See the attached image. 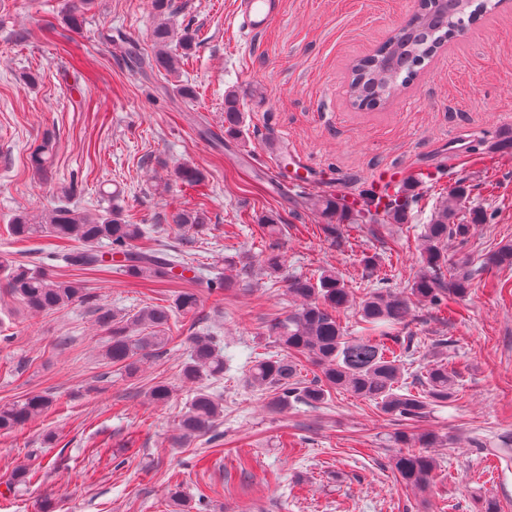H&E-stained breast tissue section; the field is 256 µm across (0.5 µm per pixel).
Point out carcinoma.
Segmentation results:
<instances>
[{"mask_svg": "<svg viewBox=\"0 0 512 512\" xmlns=\"http://www.w3.org/2000/svg\"><path fill=\"white\" fill-rule=\"evenodd\" d=\"M158 21L152 38L154 55L147 57L146 65L169 78H177L183 60L191 54L193 40L189 28L175 30L170 23L174 12L172 0H153ZM472 0H433V3L413 13L401 28L399 35L388 39L378 51L358 61L352 68L350 83L355 105L375 108L385 104L398 87L416 77L418 68L452 36L455 26L471 23L477 14L487 11L488 0L471 9ZM242 116L239 98L233 92L224 97V133L230 138L241 134ZM50 139H45L31 155L35 174L47 175ZM176 177L188 186H199L203 175L198 168L184 164L176 170ZM376 202V195L365 196L357 209L341 205L334 197H320L313 205L329 219L349 224H404L413 196ZM466 186L457 183L448 188L424 232L421 252L422 270L409 288V295L396 294L374 288L360 300L353 298L344 280L333 268H324L315 279L294 277L287 281L289 295L303 300L301 307L284 318L271 320L270 330L280 347V353L252 362L245 373L248 386L272 394L268 407L281 411L290 400L321 404L334 390H345L368 400L384 414L394 416L407 426L425 418L429 409L455 397L457 373L448 367L444 349L448 343L438 344L440 351L423 375L421 390L401 391L404 375L402 354L409 352L411 341L393 334L407 324L410 315L409 296L429 304L439 312L449 310L448 296L463 298L469 292L471 275L461 265L450 275L448 255L444 247L451 240L463 244L471 229L489 221L486 211L479 207L466 208ZM173 221L180 227L199 228L205 224L204 211L179 212ZM271 242L262 260L265 273L272 277L282 268V256L277 252V238L281 227L278 217L265 218ZM10 234L18 239L52 237L72 243L62 246L67 264L84 271L116 272L145 284L169 282L176 277L175 270L197 272L198 267L183 254H170L154 246L139 247L136 242L146 237L141 225L132 223L131 215L124 213L117 203L102 213H90L75 208L70 202L60 201L43 220L34 224L23 211L8 225ZM107 242L109 250L102 252L98 245ZM486 267H512V242L487 254ZM0 280L25 309L39 314L65 308L84 295L81 281L60 280L43 267L25 263L0 264ZM192 280L205 283L209 293L221 296L231 291L237 281L223 269L211 267L204 277ZM357 309L362 324L361 334L348 335L341 325V315L350 307ZM200 307V293L195 288L176 292L171 304L149 305L128 317H117L106 308L99 311L98 325L107 336L102 350L105 364L120 366L129 373L138 370L141 358L155 354L165 347L171 314H196ZM318 367L320 373L312 380L300 378V359ZM224 375V355L218 337L199 332L189 337V351L180 369L181 381L197 385L187 410L178 423L182 438L189 439L213 430L215 422L224 414V405L216 396L198 387L207 379ZM172 388L159 382L147 391L153 403L169 400ZM52 404L47 394H33L23 402L0 406V431L11 432L43 414ZM398 452L392 457L393 470L407 488H427L437 468L436 460L427 449L440 442L433 431L410 433L399 430L392 436Z\"/></svg>", "mask_w": 512, "mask_h": 512, "instance_id": "carcinoma-1", "label": "carcinoma"}]
</instances>
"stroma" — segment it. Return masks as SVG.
Masks as SVG:
<instances>
[{"mask_svg": "<svg viewBox=\"0 0 512 512\" xmlns=\"http://www.w3.org/2000/svg\"><path fill=\"white\" fill-rule=\"evenodd\" d=\"M240 0H175L176 27L198 43L182 79L195 94H172L159 73H143L115 28L151 53V0H0V261H43L59 279L82 280L85 297L31 314L0 288V405L50 394L43 416L0 434V512H173L170 492L187 502L207 494V512H479L482 499L512 512V458L488 451L512 441V267L485 269L484 255L512 241V152L492 144L512 129V0H499L455 35L387 105L361 109L349 93L352 64L371 54L412 14L415 0H280L260 32L247 30ZM84 10L78 30L63 18ZM237 91L242 135L224 134V96ZM53 145L48 180L30 154ZM190 163L205 180L195 191L175 170ZM469 206L492 213L467 243L449 242V263L468 258L470 294L452 314L415 302L408 375L420 374L439 341L458 373L456 397L433 407L420 427L441 435L426 490L396 478L391 441L401 425L350 393L325 403L269 411L243 381L247 362L275 353L267 322L295 307L286 280L335 268L355 297L383 287L407 292L421 269L422 235L456 181ZM410 183L418 199L403 224H340L323 229L310 200H340ZM76 185L72 205L108 206V192L152 242L207 265H250V286L171 320V341L145 357L135 375L104 364V306L131 315L169 304L181 280L144 286L54 259L49 239L20 244L14 214L44 216ZM205 202L202 231L177 226V212ZM276 213L283 267L271 283L260 260L269 242L263 218ZM376 257L367 265L366 257ZM224 338L232 362L217 390L224 415L213 434L175 444L190 398L180 380L188 338ZM172 388L163 405L145 393Z\"/></svg>", "mask_w": 512, "mask_h": 512, "instance_id": "stroma-1", "label": "stroma"}]
</instances>
